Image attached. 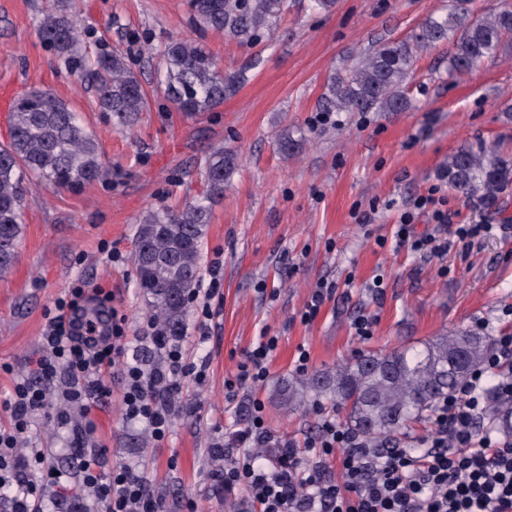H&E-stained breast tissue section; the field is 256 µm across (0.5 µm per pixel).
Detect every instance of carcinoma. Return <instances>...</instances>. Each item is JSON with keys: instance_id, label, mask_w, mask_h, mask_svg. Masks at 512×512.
<instances>
[{"instance_id": "cac0c4a2", "label": "carcinoma", "mask_w": 512, "mask_h": 512, "mask_svg": "<svg viewBox=\"0 0 512 512\" xmlns=\"http://www.w3.org/2000/svg\"><path fill=\"white\" fill-rule=\"evenodd\" d=\"M291 0H191L190 24L206 35L220 34L240 46L270 38L287 15ZM471 0H452L448 13L429 16L419 30L403 39L381 42L350 55L326 84L327 112H404L409 100L401 90L419 52L450 43L448 73L471 72L492 59L512 40V4L483 18H471ZM77 0H57V8L39 21V38L56 52L69 75L92 79L97 105L112 113L117 126L130 131L149 99L119 49L88 58L80 51L81 35L72 13ZM160 71L167 100L187 116L212 112L245 81V73L226 74L206 44L194 38L168 42L160 51ZM236 167V154L218 145L205 155L206 192L179 209L151 210L136 230L134 266L146 301L148 318L166 336L184 327L186 300L198 285L201 246L213 207ZM105 173L103 152L82 118L66 102L33 89L14 106L12 132L0 145V274L17 258L22 234L24 177L60 190L82 187ZM448 184L489 203L512 181V160L491 147H466L448 157ZM490 348L489 337L456 329L422 344L363 353L310 377L281 383L275 395L284 410H299L308 401H329L344 413L351 429L378 444L395 441L411 424L426 418L436 400L454 392ZM488 418L512 435V401L493 398Z\"/></svg>"}]
</instances>
